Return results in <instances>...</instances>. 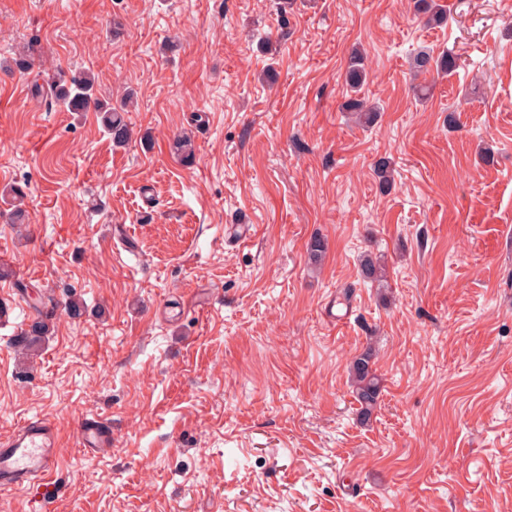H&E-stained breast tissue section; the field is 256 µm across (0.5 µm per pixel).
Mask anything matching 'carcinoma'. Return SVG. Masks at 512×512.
Masks as SVG:
<instances>
[{"mask_svg": "<svg viewBox=\"0 0 512 512\" xmlns=\"http://www.w3.org/2000/svg\"><path fill=\"white\" fill-rule=\"evenodd\" d=\"M415 9L428 24L440 25L447 20L446 14L435 0H415ZM457 67V57L450 51L436 57L428 52H420L413 58L412 71L414 77L418 78L433 72L450 75ZM365 80L364 58L359 51L355 50L349 57L345 72V82L351 88L353 96L344 102L342 108L351 114L357 124L370 126L377 120L379 108L357 95ZM95 84L96 76L92 71L76 70L69 79L62 82L53 79L46 87L35 81L31 84L30 92L31 96L37 100L54 97L69 112L90 110L98 112L101 114L103 129L112 142L124 145L131 138L130 127L123 115L127 109V102L124 101L116 107L100 101L95 96ZM373 173L380 192H389L393 185V176L388 161L383 158L377 160ZM23 197L22 188L17 186L12 189L13 212L7 215V222L22 224L26 221V213L20 207ZM359 277L367 282L381 284L386 280L385 266L380 261L367 256L360 265ZM49 330L48 318L37 319L21 333L15 347L30 353L34 352L41 338L47 335ZM349 374L354 397L359 404L358 414L361 421L366 422L371 419L377 408L381 394V378L373 369L372 353L367 350L355 357L349 365Z\"/></svg>", "mask_w": 512, "mask_h": 512, "instance_id": "obj_1", "label": "carcinoma"}]
</instances>
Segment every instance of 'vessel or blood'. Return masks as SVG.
I'll return each mask as SVG.
<instances>
[{
	"instance_id": "1",
	"label": "vessel or blood",
	"mask_w": 512,
	"mask_h": 512,
	"mask_svg": "<svg viewBox=\"0 0 512 512\" xmlns=\"http://www.w3.org/2000/svg\"><path fill=\"white\" fill-rule=\"evenodd\" d=\"M78 442L88 454L112 448V427L100 419L82 420L77 428ZM58 431L46 420L26 422L7 438L0 439V488L32 485L52 493V471L57 461Z\"/></svg>"
}]
</instances>
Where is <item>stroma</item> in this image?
<instances>
[{
    "label": "stroma",
    "instance_id": "obj_1",
    "mask_svg": "<svg viewBox=\"0 0 512 512\" xmlns=\"http://www.w3.org/2000/svg\"><path fill=\"white\" fill-rule=\"evenodd\" d=\"M436 2L438 26L413 0H0V211L18 185L29 218H0V437L41 418L60 444L57 493L0 512H512V0ZM31 43L133 93L127 146L32 98ZM356 47L369 129L341 110ZM446 50L416 100L414 56ZM86 418L111 451L77 446ZM48 321L49 319L47 317L34 320L28 326V329L21 333V336L15 343V347L30 353L35 352L41 338L46 336L50 330ZM372 353L366 350L355 357L349 365V374L354 397L359 404L361 421H370L381 394V378L372 366Z\"/></svg>",
    "mask_w": 512,
    "mask_h": 512
}]
</instances>
